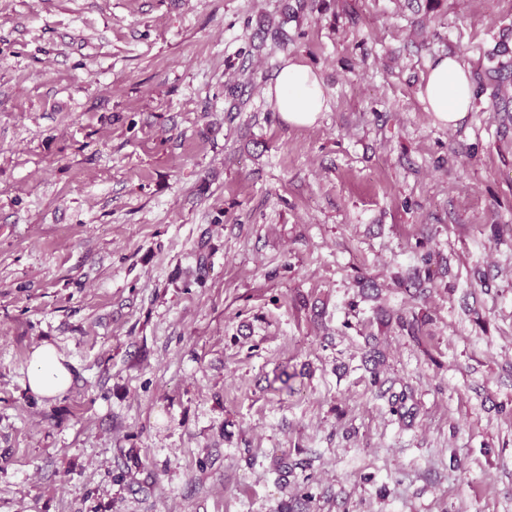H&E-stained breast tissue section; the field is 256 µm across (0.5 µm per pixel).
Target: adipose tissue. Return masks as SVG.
<instances>
[{
    "instance_id": "adipose-tissue-1",
    "label": "adipose tissue",
    "mask_w": 512,
    "mask_h": 512,
    "mask_svg": "<svg viewBox=\"0 0 512 512\" xmlns=\"http://www.w3.org/2000/svg\"><path fill=\"white\" fill-rule=\"evenodd\" d=\"M267 95L288 124H313L325 108L321 82L315 71L302 63L290 62L280 70ZM421 99L428 111L448 127L457 126L474 108L469 74L453 56L439 57L430 65ZM72 382L70 370L56 349L43 344L34 349L26 370L25 388L42 398L67 391Z\"/></svg>"
}]
</instances>
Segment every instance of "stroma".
<instances>
[{"label": "stroma", "instance_id": "35a3bbf8", "mask_svg": "<svg viewBox=\"0 0 512 512\" xmlns=\"http://www.w3.org/2000/svg\"><path fill=\"white\" fill-rule=\"evenodd\" d=\"M502 44L512 0H0V512H512ZM421 99L444 126L456 127L474 108L469 74L454 56L439 57L430 65ZM267 95L282 118L290 125L313 124L325 109L321 82L315 71L302 63L290 62L280 70ZM60 356L50 344H42L34 349L26 370L24 387L42 398H52L67 391L72 375Z\"/></svg>", "mask_w": 512, "mask_h": 512}]
</instances>
